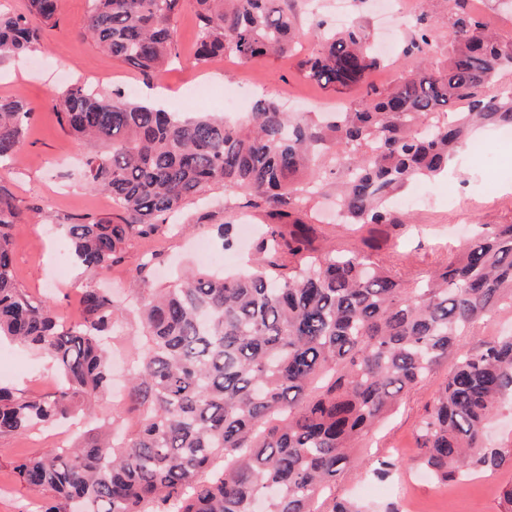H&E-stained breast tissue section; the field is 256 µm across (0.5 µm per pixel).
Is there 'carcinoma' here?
I'll list each match as a JSON object with an SVG mask.
<instances>
[{
	"label": "carcinoma",
	"instance_id": "cac0c4a2",
	"mask_svg": "<svg viewBox=\"0 0 512 512\" xmlns=\"http://www.w3.org/2000/svg\"><path fill=\"white\" fill-rule=\"evenodd\" d=\"M184 0H91L83 35L151 78L176 56L172 20ZM288 0H194L195 64L220 56L256 62L302 36ZM448 59L415 65L387 89L366 86L329 120L292 117L273 99L240 122L178 116L115 92L75 85L57 99L61 127L91 147L87 187L119 216L60 219L91 275L122 262L129 237L182 232L173 219L215 186L249 198L270 220L251 271L185 274L158 293H136L144 347L135 353L112 433L25 458L20 480L38 512H371L336 496L355 466L358 439L448 357L454 364L418 430L419 464L437 484L512 462L487 450L483 430L512 403V333L461 352L503 306L512 310V224L475 233L473 244L409 280L375 257L376 246L319 251L298 214L310 193L336 183L345 224L400 228L390 199L409 182L434 180L483 125L512 128V34L488 30L470 0H449ZM59 0L0 11V63L37 48L57 23ZM319 48L307 78L334 91L360 86L377 64L366 26L342 31L310 11ZM403 49L427 54L432 24L420 13ZM35 109L0 97V163L16 161ZM21 211L0 184V337L56 363V391L28 397L0 386V437L51 428L88 412L110 381L103 341L125 308L86 286L81 317L20 287L11 228Z\"/></svg>",
	"mask_w": 512,
	"mask_h": 512
}]
</instances>
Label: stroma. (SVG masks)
<instances>
[{
	"label": "stroma",
	"instance_id": "stroma-1",
	"mask_svg": "<svg viewBox=\"0 0 512 512\" xmlns=\"http://www.w3.org/2000/svg\"><path fill=\"white\" fill-rule=\"evenodd\" d=\"M59 5V22L45 35L40 48L24 62L0 63V97H24L36 111L19 160L0 168V181L10 187L16 204L24 212L22 222L11 230L13 264L21 287L32 294L53 298L59 316L74 320L80 316V296L88 283L110 289L116 297H124L131 270L148 252L162 254L165 259L154 276L142 282L143 291L148 293L167 287L177 273L213 268L212 257L218 253L224 256L225 270L243 266L254 238L260 237L267 219L261 211L244 208L242 198L227 195L218 187L202 203L208 219L195 225L190 235L163 233L150 239H131L122 265L94 278L72 264L65 281L56 282L52 260L65 242L59 235H47L50 221L77 214L107 216L113 214L114 208L106 194L87 188L80 169L84 149L61 129L55 100L71 85L87 83L105 94L120 90L143 99L161 91L165 102L185 113H224L222 100L203 104L192 101L190 85L200 81L216 87H232L242 112L250 111L260 97L273 98L291 112L347 109L360 100V88L336 93L310 81L301 70L302 61L317 47L316 38L307 33L308 0L289 3L303 32L291 52L250 63L221 56L202 66L189 61L197 28L194 2L184 0L174 21L178 57L149 82L83 36L89 0H60ZM340 8L360 17L391 48L390 59L367 73V85L393 86L405 70L401 48L410 36L408 26L393 16L379 13L378 0H336L335 5L325 8L328 21H335ZM480 152L458 153L448 174L430 183L429 199L421 206L406 209L411 226L391 240L395 253L427 269L435 260L443 258L449 248L463 243L467 225L512 222V181L492 177ZM311 207L316 245L326 248L359 245V233L337 223L331 197L315 196ZM228 220L250 224L253 232L243 237L240 250L226 253L216 239V232L219 224ZM141 346L137 320L134 314H127L125 322L117 327L112 343L114 389L121 386L130 357ZM0 353L7 355L10 365L9 373L0 376L1 384L30 396L54 391L55 367L46 355L9 343L0 345ZM447 373V367H440L406 394L399 408L370 437L369 448L360 449V466L339 476L338 496L356 498L374 512H380L392 501L398 503L400 512H503L502 492L512 486L511 465L476 470L448 485L434 484L417 466L421 453L417 428L427 403ZM114 389L97 401L91 427L111 423ZM86 429L57 427L0 437V512H29L34 493L20 481L15 470L23 456L47 454L58 450L60 445L76 443L84 437ZM380 456L400 462L392 477L384 481L372 474L375 460Z\"/></svg>",
	"mask_w": 512,
	"mask_h": 512
}]
</instances>
